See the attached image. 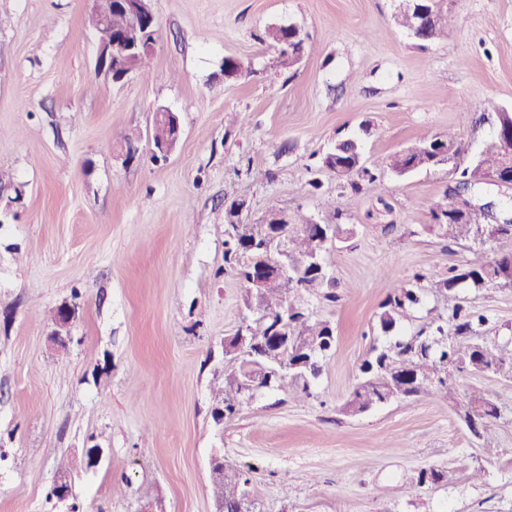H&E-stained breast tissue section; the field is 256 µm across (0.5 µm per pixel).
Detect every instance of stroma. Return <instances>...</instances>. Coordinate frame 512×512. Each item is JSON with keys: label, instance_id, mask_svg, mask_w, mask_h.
<instances>
[{"label": "stroma", "instance_id": "1", "mask_svg": "<svg viewBox=\"0 0 512 512\" xmlns=\"http://www.w3.org/2000/svg\"><path fill=\"white\" fill-rule=\"evenodd\" d=\"M91 7L0 0V512H57L47 493L69 461L83 512H214L216 455L245 471L256 512H512V381L458 374L459 392L479 388L500 410L479 438L435 398L342 411L387 341L391 277L438 280L512 253V239L429 231L448 166L388 171L358 192L320 167L346 133L370 164L424 130L454 132L474 156L494 128L463 100L512 109V0H445L454 35L424 46L395 25L394 0H153L152 66L119 82L96 71ZM288 25L308 48L285 70L266 31ZM229 57L244 66L232 82ZM161 107L181 138L158 162L148 133ZM233 199L250 222L274 202L320 224L338 211L354 236L326 254L336 302L309 300L337 336L309 396L266 389L219 426L210 385L244 296L223 270ZM461 296L490 336L512 337V288ZM71 299L61 353L47 314ZM430 468L442 480L414 484Z\"/></svg>", "mask_w": 512, "mask_h": 512}]
</instances>
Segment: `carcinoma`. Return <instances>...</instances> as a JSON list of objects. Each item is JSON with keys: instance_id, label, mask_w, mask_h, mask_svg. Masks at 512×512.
<instances>
[{"instance_id": "1", "label": "carcinoma", "mask_w": 512, "mask_h": 512, "mask_svg": "<svg viewBox=\"0 0 512 512\" xmlns=\"http://www.w3.org/2000/svg\"><path fill=\"white\" fill-rule=\"evenodd\" d=\"M105 22L95 27L103 43L116 42L125 32L135 29L140 37L154 39L157 22H144L126 13L116 0H96ZM267 39L278 47L279 66L297 65L304 39L299 32L283 26L266 31ZM505 145L493 134L468 163L460 162L463 153L453 132L446 135L424 132L414 142L382 163L371 168L360 164L361 147L355 138H339L329 154L332 173L349 179L358 192L361 185L378 187L382 169L400 175L419 169L452 163L457 184L445 193L446 202L432 211L435 224L431 230L450 243L472 240L486 243L512 239V211L503 209L493 199H480L481 184L498 173L504 162ZM261 225L240 222L224 224V267L233 271L242 284L251 273L239 263V254L260 248ZM291 246L293 274L286 281L267 280L263 288L245 289L246 314L236 336L245 342L231 343L224 350L222 378L213 388V421L235 416L245 398L253 396L246 381L262 376L270 387L294 397L308 393L310 383L321 375L324 360L334 348V327L328 320L314 319L303 301L304 294L323 292V299L336 302L329 291L333 278L325 261L326 237L334 234L345 242L353 230L345 224H319L309 217L293 214L290 224L279 227ZM512 288V254L491 261L477 258L448 268V276L435 281L425 271H417L412 281L394 280L391 292L381 304L378 325L391 332L396 324L410 321L427 297V291L439 294L450 315L427 322L413 336L374 346L370 356L359 366L358 382L344 405L352 415L361 414L394 399L415 400L421 396L456 400V374L462 371L493 373L512 380V340L504 343L484 335V315L463 304L460 291L465 288ZM470 432L484 429L499 416L496 404L482 396L471 395L461 408ZM218 480L211 484L213 499L224 501V512H242V485L247 483L242 470L226 462L215 463Z\"/></svg>"}]
</instances>
